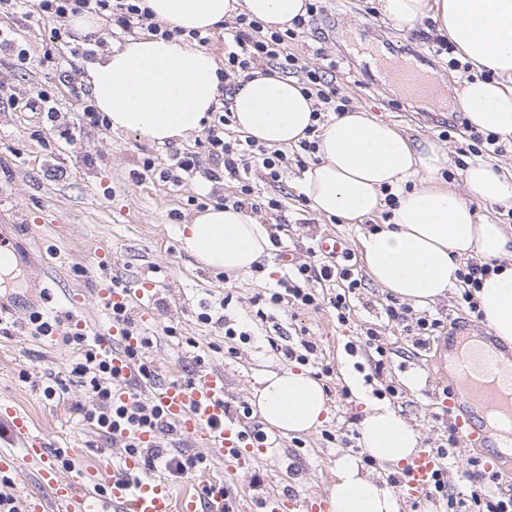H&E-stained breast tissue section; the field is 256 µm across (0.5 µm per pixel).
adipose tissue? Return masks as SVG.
Returning a JSON list of instances; mask_svg holds the SVG:
<instances>
[{"label":"adipose tissue","mask_w":512,"mask_h":512,"mask_svg":"<svg viewBox=\"0 0 512 512\" xmlns=\"http://www.w3.org/2000/svg\"><path fill=\"white\" fill-rule=\"evenodd\" d=\"M157 21L208 31L244 12L265 27L286 30L306 14V0H144ZM398 28L432 20L477 75L465 81L460 103L479 131L512 140V0H378ZM94 104L112 130L165 146L203 129L215 111L223 80L214 55L153 34L129 38L99 54L86 68ZM231 110L236 129L257 143L297 145L313 125V101L300 84L278 73L240 82ZM320 160L305 171L301 190L311 208L350 222L377 213L393 193L391 223L361 240L371 279L399 299L426 305L461 285L462 259L496 264L475 290L493 335L512 342V234L478 223L468 201L512 207V174L476 160L464 171L465 194L433 184L411 187L419 172H435L441 153L431 142H412L389 123L359 110L318 125ZM185 249L206 267L249 272L273 248L265 225L247 210L210 206L181 225ZM263 423L282 435L321 426L329 414L322 384L303 368L265 375L254 392ZM360 444L374 461L399 465L417 453L419 435L384 405H366ZM328 512H399L378 472L359 457L336 462Z\"/></svg>","instance_id":"ef3b65f1"}]
</instances>
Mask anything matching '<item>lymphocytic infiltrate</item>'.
<instances>
[{
	"label": "lymphocytic infiltrate",
	"instance_id": "1",
	"mask_svg": "<svg viewBox=\"0 0 512 512\" xmlns=\"http://www.w3.org/2000/svg\"><path fill=\"white\" fill-rule=\"evenodd\" d=\"M41 10L59 20L87 12L115 25L124 34L144 27L166 40L200 44L209 41L208 35L201 31H188L154 22L149 10L140 7L137 0H41ZM294 36V31H268L247 14L236 15L234 21L224 26V38L232 46L224 58V77L247 79L255 69H275L285 75L292 74L299 77L304 92L314 101V119H321L326 112L342 114L347 104L337 101L336 90L328 79L330 72L336 68L335 61L313 65L300 63L298 57L288 49V41ZM231 114L230 104L218 107L213 123L201 141L209 159L222 162V169L202 168L196 153L171 149L166 153L168 164L160 172L162 178L175 187L181 185L182 173L197 169L203 170L206 178L215 181L230 177L238 184L240 198L235 205L241 208L254 193L250 178L252 170H261L267 179L278 180L288 156L282 150L268 149L250 139L243 141L226 136L224 128L229 124ZM307 252L308 261L296 264L291 274L280 281L279 291L271 293L265 308L257 309V317H265V309L269 306L291 304L318 309L326 305L335 311L338 324L347 322L349 296L361 288L362 279L356 277L348 267L316 263L315 247H308ZM332 279L340 283V292L329 297L320 296L314 288L315 283ZM29 320L34 335L54 338L56 343L75 349L77 356L72 372L80 378L91 398L90 404L76 408L84 422L99 433L112 436L132 425L146 430L157 427L163 415L159 405L144 397L136 398L129 404L120 402L112 390L111 364L99 358L96 348L88 343L79 328L60 327L59 323L44 320L37 313L30 315ZM469 480L473 505L484 507L485 512H512V493L490 490L489 485L495 480L492 472L484 469L472 471Z\"/></svg>",
	"mask_w": 512,
	"mask_h": 512
}]
</instances>
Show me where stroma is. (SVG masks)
Returning a JSON list of instances; mask_svg holds the SVG:
<instances>
[{
	"instance_id": "obj_1",
	"label": "stroma",
	"mask_w": 512,
	"mask_h": 512,
	"mask_svg": "<svg viewBox=\"0 0 512 512\" xmlns=\"http://www.w3.org/2000/svg\"><path fill=\"white\" fill-rule=\"evenodd\" d=\"M53 27L40 9V0H29L22 11L0 9V28L10 30L18 49L27 50V63H19L16 51H0V235L18 245L12 271L0 272V300L10 304L0 316V429H7L8 408L27 415L35 433L41 434L52 452L66 441H85L75 470L97 464L102 450L113 448L111 437L82 423L75 404L90 398L70 373L76 359L72 349L51 343L31 333L29 313L16 309L17 300L34 295L35 277L48 280L49 296L40 298L43 311L61 309L66 296H77L73 308L83 318L85 334L112 317L102 303L99 290L111 281L133 288L143 278L157 285L153 301L154 321L145 326L153 342L142 357L158 374L157 385L198 380L205 372L220 369L232 403H251L252 392L263 374L288 368L275 351V344L298 341L300 335L318 345V361L331 367L321 383L330 401V416L309 433L280 437L273 453L251 449L250 461L236 474L226 473L223 463L206 452L202 442L187 441L175 433L161 434L157 442L180 448L204 460L202 468L171 485L179 490L201 491L206 477L224 480L230 512H262V498L280 499L296 494L307 500L312 512H326L325 492L333 480L336 461L346 454H360L356 436L363 416L358 393L396 411L419 433L421 447L447 446L443 480L446 495L430 494L413 502L400 500V512H448L449 498L468 500L467 473L476 457L463 441L447 445L448 420L442 400L426 385V369L432 363H447L449 344L462 333L488 335L482 319L471 313L460 291L426 307L425 312L442 319L444 334L431 337L426 346L415 336L389 322L385 307L389 293L366 275L361 238L368 225L385 223L384 212L369 222H349L314 213L300 191L303 168L289 159L279 181L260 172L251 180L261 199L281 201V211L256 212L279 243L263 260L264 272L230 278L201 265L184 249L179 227L194 217L201 205L233 199L237 183L224 178L208 193H199L200 173L184 175L175 188L159 171L142 169L144 158H161L165 147L105 127L81 122L90 88L85 80L83 56L62 51L54 61L43 59ZM438 39L432 21L416 29H398L382 15L377 0H325L322 11L306 17L291 52L301 62H319L321 56L335 60L333 85L349 108L367 112L374 119L393 124L414 140L437 143L444 155L439 184L463 191V172L473 161L470 143L462 136L466 118L458 98L463 81L449 67V56L436 53ZM413 62L442 88L443 101L421 103L401 85L385 77L369 55L370 49ZM47 91L62 106L65 122L76 125L75 146L61 144L47 112L29 109L38 91ZM450 137H443V130ZM333 234L342 238L351 254L355 274L363 286L352 294L350 316L338 325L332 309H292L261 320L251 304L253 297L269 296L277 284L266 270L282 267V255L306 258L313 240ZM228 307H221V300ZM212 315L235 320L247 340H228L216 324L202 322L203 305ZM375 331L388 351L382 375L368 365V331ZM355 384H348V377ZM395 394H388L387 385ZM56 388L45 396L46 387Z\"/></svg>"
}]
</instances>
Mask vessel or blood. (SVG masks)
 <instances>
[{"instance_id": "b4317fda", "label": "vessel or blood", "mask_w": 512, "mask_h": 512, "mask_svg": "<svg viewBox=\"0 0 512 512\" xmlns=\"http://www.w3.org/2000/svg\"><path fill=\"white\" fill-rule=\"evenodd\" d=\"M104 305L120 303L135 311L140 322L154 320L152 311L154 284L144 280L140 287L104 288L100 291ZM96 343L102 358L109 361L118 374L115 389L123 402H131L141 394L136 365L124 355V349L136 345V337L120 327L108 326L99 331ZM445 404L460 437L474 452L483 454L496 447L499 429L477 422L473 410L505 412L512 415V361L503 362L493 351L473 357L461 354L449 376ZM163 410L164 425L177 427L184 436L202 441L214 455L224 461L227 470L242 463L243 450L250 442L242 426L226 417L227 388L224 373L213 370L189 384L170 383L157 394ZM11 430L23 443L22 454L0 450V472L21 467L34 469L41 484L51 490L49 499L37 504L36 512H220L227 497L224 483L214 482L209 493L199 498L186 493L175 496L163 478L147 472L138 458L124 456L120 466L103 457L97 468L68 479L62 476L43 438L30 432L25 416L13 414ZM442 470L441 457L423 448L404 468L399 487L406 498L416 500L427 495Z\"/></svg>"}]
</instances>
